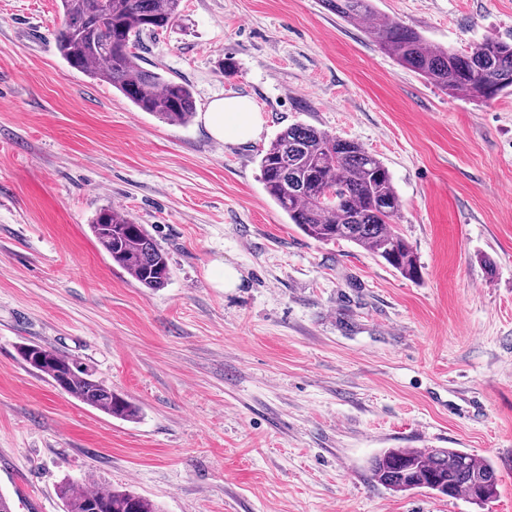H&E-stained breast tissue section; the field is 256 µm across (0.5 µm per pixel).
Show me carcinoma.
I'll return each mask as SVG.
<instances>
[{"mask_svg": "<svg viewBox=\"0 0 512 512\" xmlns=\"http://www.w3.org/2000/svg\"><path fill=\"white\" fill-rule=\"evenodd\" d=\"M182 0H60L64 24L57 47L69 67L116 89L138 111L172 125H187L196 101L184 82L141 65L142 36L173 24ZM347 21L374 14L372 0H322ZM370 38L401 66L433 80L450 96L490 101L512 91V43L487 38L467 52L430 45L420 33L384 17L368 27ZM267 195L288 221L318 241L351 242L417 279L421 266L395 222L401 201L384 162L357 142L304 124L282 129L259 162ZM90 230L113 263L145 288L164 287L168 255L141 224L110 207L96 214ZM21 360L60 389L111 417L134 420L139 407L95 379L76 360L37 344L18 349ZM374 480L399 493L427 489L481 505L496 498L499 476L486 460L453 448H388L371 461ZM66 512H159L151 500L110 486L88 489L74 481L58 485Z\"/></svg>", "mask_w": 512, "mask_h": 512, "instance_id": "carcinoma-1", "label": "carcinoma"}]
</instances>
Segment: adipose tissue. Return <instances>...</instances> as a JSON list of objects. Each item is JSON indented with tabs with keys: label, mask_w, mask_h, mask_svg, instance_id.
Instances as JSON below:
<instances>
[{
	"label": "adipose tissue",
	"mask_w": 512,
	"mask_h": 512,
	"mask_svg": "<svg viewBox=\"0 0 512 512\" xmlns=\"http://www.w3.org/2000/svg\"><path fill=\"white\" fill-rule=\"evenodd\" d=\"M203 121L216 140L232 142L256 140L263 124L257 106L243 97L212 100L203 114Z\"/></svg>",
	"instance_id": "ef3b65f1"
}]
</instances>
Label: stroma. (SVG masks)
<instances>
[{"mask_svg": "<svg viewBox=\"0 0 512 512\" xmlns=\"http://www.w3.org/2000/svg\"><path fill=\"white\" fill-rule=\"evenodd\" d=\"M374 6L433 45L512 41V0ZM62 23L59 0H0V492L16 512H64L68 477L162 512H512V93L448 96L322 0H183L140 49L193 91L197 117L170 125L71 69ZM231 96L259 108L255 141L206 130ZM293 124L386 164L420 279L289 224L259 159ZM108 206L167 253L163 288L100 250ZM23 344L77 359L140 418L56 388ZM388 448L489 459L499 494L392 492L369 470Z\"/></svg>", "mask_w": 512, "mask_h": 512, "instance_id": "stroma-1", "label": "stroma"}]
</instances>
